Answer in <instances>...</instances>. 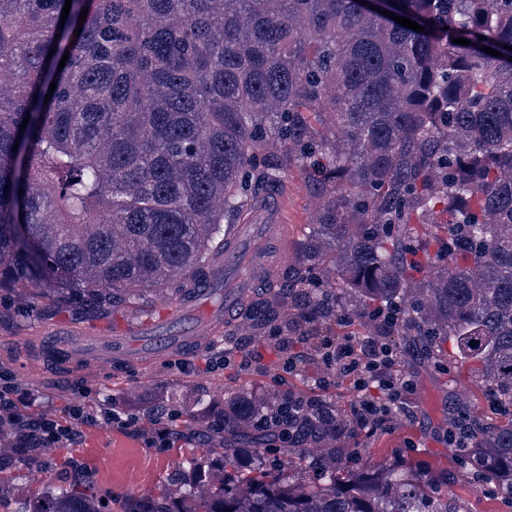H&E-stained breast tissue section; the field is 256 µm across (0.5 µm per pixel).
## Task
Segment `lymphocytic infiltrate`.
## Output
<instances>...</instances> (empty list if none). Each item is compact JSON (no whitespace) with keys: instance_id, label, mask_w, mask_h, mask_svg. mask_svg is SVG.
Listing matches in <instances>:
<instances>
[{"instance_id":"obj_1","label":"lymphocytic infiltrate","mask_w":512,"mask_h":512,"mask_svg":"<svg viewBox=\"0 0 512 512\" xmlns=\"http://www.w3.org/2000/svg\"><path fill=\"white\" fill-rule=\"evenodd\" d=\"M374 320L384 328V335L360 336L349 331L320 336L316 339L318 354L313 358L296 349L294 341L275 337L277 347L288 353L283 370L295 374L311 361L316 366V379L310 392H284L276 411L254 417L253 429L276 433L280 448L302 443L304 427L335 424L336 408L326 393L342 384L354 395L348 417L365 433L387 431L398 414L415 419L416 384L403 372V352L389 335L400 321L399 305L391 304L375 314ZM41 404L38 392L19 386L10 374L0 375V425H11L19 447L65 448L82 439L86 429L102 425L135 431L149 448L169 450L187 440L185 433L171 425H139L137 418L127 415L119 405L95 415L85 406L70 404L58 413L32 417V409Z\"/></svg>"}]
</instances>
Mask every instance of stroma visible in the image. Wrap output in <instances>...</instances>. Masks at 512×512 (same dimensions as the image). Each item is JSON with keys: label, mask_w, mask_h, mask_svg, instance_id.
<instances>
[{"label": "stroma", "mask_w": 512, "mask_h": 512, "mask_svg": "<svg viewBox=\"0 0 512 512\" xmlns=\"http://www.w3.org/2000/svg\"><path fill=\"white\" fill-rule=\"evenodd\" d=\"M287 196L285 220L276 235L289 261H296L297 247L316 219V195L297 170L284 178ZM283 277L262 284L242 302L241 314L222 327L207 324L193 306L180 297H169L155 305H126L109 313L90 317L78 310L59 313L43 308L32 314L11 294L0 295V373L11 374L19 385L38 391L44 402L57 408L79 403L102 405L111 400L140 410L145 400L161 392H176L191 399L218 390L246 393L256 388H275L277 366L263 372H244L237 364L213 371L203 370L204 360L222 354L226 345L246 343L245 315L254 304L282 288ZM187 336L185 349L173 348L144 357L115 363L104 336L119 340L127 336ZM71 349L75 344L92 351L90 358L71 367L46 357L47 343ZM402 367L415 375L416 418L397 417L392 431L362 439L361 464L399 461L424 467L439 481L447 482L464 512H512V500L495 495L471 480L456 449L441 437L448 421V403L469 402L478 394L466 370H442L423 360L411 346L403 348ZM414 448H407V440ZM53 456L67 460L68 468L37 471L35 488L42 489L64 480L78 479L80 471L96 474L97 498L102 512H122L125 501L148 493L164 482L174 469L177 453H158L130 436L107 429L88 431L84 439Z\"/></svg>", "instance_id": "1"}]
</instances>
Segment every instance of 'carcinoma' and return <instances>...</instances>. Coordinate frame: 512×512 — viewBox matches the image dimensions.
<instances>
[{"instance_id": "cac0c4a2", "label": "carcinoma", "mask_w": 512, "mask_h": 512, "mask_svg": "<svg viewBox=\"0 0 512 512\" xmlns=\"http://www.w3.org/2000/svg\"><path fill=\"white\" fill-rule=\"evenodd\" d=\"M64 3L0 0V283L33 313L185 296L256 187L294 166L325 200L292 293L269 300L282 335L340 331L347 312L376 336L370 314L401 304L395 340L497 405L471 407L464 463L512 498V0L387 7L422 32L361 0H72L62 24ZM220 400L241 406L221 467L185 456L127 512H462L411 463L349 473L348 432L245 465L235 440L262 455L274 435L250 421L274 393L172 409L190 429ZM17 457L0 432V465ZM51 462L34 448L27 473ZM4 486L18 512H101L91 473Z\"/></svg>"}]
</instances>
